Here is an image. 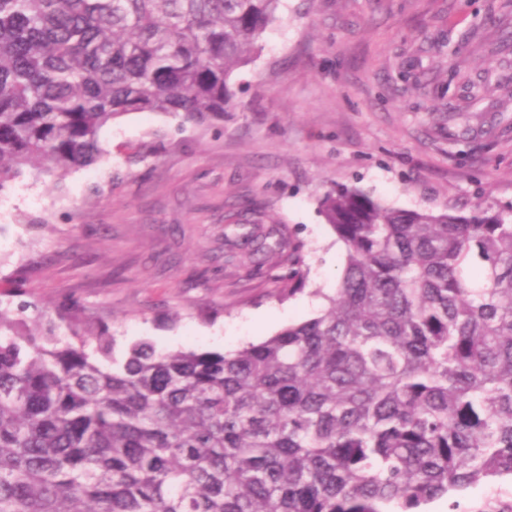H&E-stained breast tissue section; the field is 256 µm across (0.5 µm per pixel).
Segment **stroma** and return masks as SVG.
<instances>
[{
  "label": "stroma",
  "mask_w": 512,
  "mask_h": 512,
  "mask_svg": "<svg viewBox=\"0 0 512 512\" xmlns=\"http://www.w3.org/2000/svg\"><path fill=\"white\" fill-rule=\"evenodd\" d=\"M223 121L137 112L102 132L92 166L24 173L0 196V305L27 322L78 305L118 349L232 351L313 317L343 249L330 189L440 209L512 203V7L507 0H282ZM276 229L294 254L256 263ZM305 289L289 294V274Z\"/></svg>",
  "instance_id": "obj_1"
}]
</instances>
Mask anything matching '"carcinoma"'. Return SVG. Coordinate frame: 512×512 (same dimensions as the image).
<instances>
[{"instance_id":"carcinoma-1","label":"carcinoma","mask_w":512,"mask_h":512,"mask_svg":"<svg viewBox=\"0 0 512 512\" xmlns=\"http://www.w3.org/2000/svg\"><path fill=\"white\" fill-rule=\"evenodd\" d=\"M279 5L0 0V192L94 164L132 112L224 120ZM320 213L335 293L232 353L119 355L75 305L32 327L0 307V512H512V206L345 188Z\"/></svg>"}]
</instances>
